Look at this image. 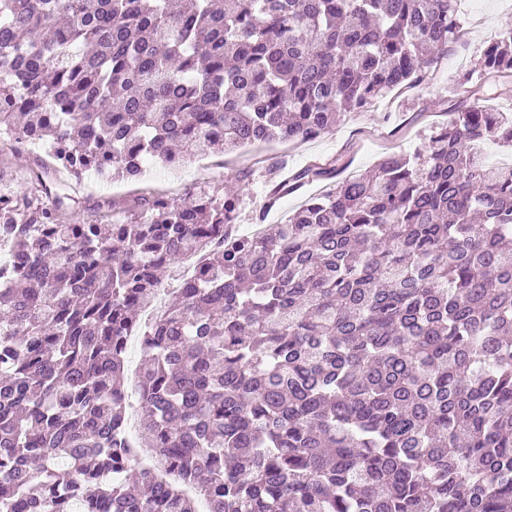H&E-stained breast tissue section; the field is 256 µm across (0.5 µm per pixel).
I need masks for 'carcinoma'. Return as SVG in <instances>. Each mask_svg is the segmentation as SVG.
Instances as JSON below:
<instances>
[{"instance_id": "obj_1", "label": "carcinoma", "mask_w": 512, "mask_h": 512, "mask_svg": "<svg viewBox=\"0 0 512 512\" xmlns=\"http://www.w3.org/2000/svg\"><path fill=\"white\" fill-rule=\"evenodd\" d=\"M457 0H0V130L75 179L210 145L308 141L422 81ZM512 77V30L486 47ZM512 114L480 88L426 153L382 157L258 235L239 197L134 198L135 224L0 199V512H512ZM343 167L286 180L267 206ZM224 236L212 253L205 243ZM198 278L146 328L176 259ZM146 346L133 468L125 346ZM135 465L146 469L156 480L165 482L171 479L172 472L167 466L160 465L155 459L141 448H136Z\"/></svg>"}]
</instances>
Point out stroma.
Wrapping results in <instances>:
<instances>
[{
    "instance_id": "obj_1",
    "label": "stroma",
    "mask_w": 512,
    "mask_h": 512,
    "mask_svg": "<svg viewBox=\"0 0 512 512\" xmlns=\"http://www.w3.org/2000/svg\"><path fill=\"white\" fill-rule=\"evenodd\" d=\"M460 38L439 58L418 85L390 94L378 106L342 116L327 133L305 142H283L249 148L234 153L214 151L200 161H191L177 171L159 167L145 182L172 200L187 194L204 193L220 200L230 187L241 186L238 222L249 231L259 224H282L313 195L320 194L325 182H315L281 198L274 208H266L269 186L265 170L283 163V176H291L309 164L336 156L348 160L349 172L365 173L387 153L411 155L423 151L434 127L447 120L469 85L490 93L489 107L496 112H512V80L493 78L480 72L477 62L487 45L512 29V0H482V22L474 24L470 0H461ZM0 154L8 162L0 168V192L30 191L31 171L41 154L39 145L0 135ZM251 171L249 181L239 182L242 171ZM54 190L67 197L72 222L90 224L104 213L129 223L133 183L107 180L90 174L77 180L57 173Z\"/></svg>"
}]
</instances>
